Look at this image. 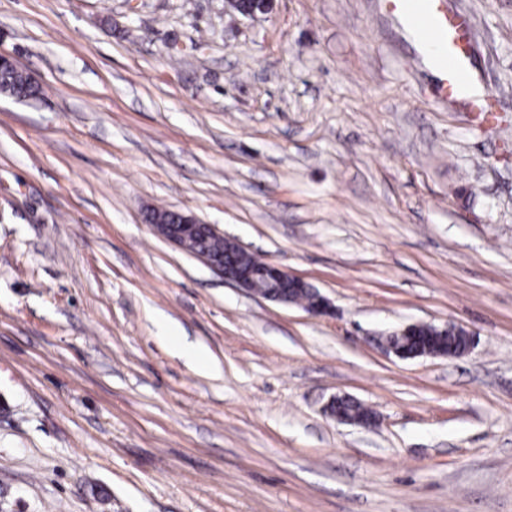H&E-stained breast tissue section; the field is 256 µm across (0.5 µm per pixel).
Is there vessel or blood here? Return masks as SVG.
Returning <instances> with one entry per match:
<instances>
[{"mask_svg": "<svg viewBox=\"0 0 512 512\" xmlns=\"http://www.w3.org/2000/svg\"><path fill=\"white\" fill-rule=\"evenodd\" d=\"M388 3L391 17L397 18L422 48L433 52L439 94L446 99H467L472 84L469 39L475 28L473 17L444 12L438 0Z\"/></svg>", "mask_w": 512, "mask_h": 512, "instance_id": "vessel-or-blood-1", "label": "vessel or blood"}]
</instances>
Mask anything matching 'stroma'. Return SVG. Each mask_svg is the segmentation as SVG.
I'll list each match as a JSON object with an SVG mask.
<instances>
[{"label":"stroma","instance_id":"obj_1","mask_svg":"<svg viewBox=\"0 0 512 512\" xmlns=\"http://www.w3.org/2000/svg\"><path fill=\"white\" fill-rule=\"evenodd\" d=\"M383 2L0 0L42 89L0 94V512H512V0H444L484 126ZM153 207L333 315L224 282ZM449 322L456 359L374 340ZM169 212H171L170 219H156L150 223L154 232L167 242L200 259L211 270L220 275L224 281L231 283L252 296L288 306L295 305V302L288 299V296L280 288L289 291L293 299L298 302L309 298L308 293L302 288H293L291 285H288V288L284 287V284L291 281L296 286L309 288L313 294V300L304 306L308 313L314 316H328L333 313V308L326 298L320 295L307 282L290 274L283 267L272 263L266 264L252 254L248 257V265L251 264L253 267L266 265L259 268H247L237 262L236 259L234 260L236 256L250 254V252L234 239L224 237V234L214 225L204 224L194 215L181 210L156 209L152 211V216L167 217ZM206 236L224 237V239L212 238L210 240H202L199 243L201 249L207 250L214 255H224V257L199 251L195 247L196 240ZM224 240L229 248L228 253L233 258L231 265L228 266L224 264L226 256ZM260 288L265 289L260 290ZM432 327L431 333L432 337L434 339L439 338V336H443L444 334H448L447 337L442 341L448 348H454L455 351L458 353H455L453 351H441L436 348V345L431 342L424 346H422L417 352L407 355L403 353L397 345L393 344L392 341L387 340L385 341V349L387 352L392 353L394 356H396L399 359L405 360V359H414L417 357H423V356H436V357H448V358H454L458 357L466 350V341L462 337V335H459L455 332H461L464 336H466L469 339V348L467 349V352L471 349V346L474 344V336L471 332L463 329L462 327L456 326L452 323H446L443 326H435V325H428ZM452 326H455V332L453 329H450ZM466 353V351H465ZM464 353V354H465Z\"/></svg>","mask_w":512,"mask_h":512}]
</instances>
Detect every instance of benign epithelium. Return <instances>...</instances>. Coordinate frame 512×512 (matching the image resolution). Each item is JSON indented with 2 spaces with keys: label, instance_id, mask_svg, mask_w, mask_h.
I'll use <instances>...</instances> for the list:
<instances>
[{
  "label": "benign epithelium",
  "instance_id": "7a95c632",
  "mask_svg": "<svg viewBox=\"0 0 512 512\" xmlns=\"http://www.w3.org/2000/svg\"><path fill=\"white\" fill-rule=\"evenodd\" d=\"M242 0H225L228 7L240 12L246 17H255L259 14H267L273 9L274 0H257L259 6L251 9H245L241 5ZM154 232L175 245L176 247L192 254L200 259L211 270L220 275L224 281L245 291L246 293L261 297L268 301L292 305L293 301L281 291L284 284L291 282L304 288L309 284L304 280L290 274L283 267L268 263L259 268H247L237 261H232L230 265L224 264V257L214 256L207 252H202L195 247L196 240L206 237H221L223 233L212 224H204L194 215L181 210L171 211V217L156 219L151 223ZM313 300L308 302L305 310L314 316H328L333 313L330 302L320 295L316 290H311ZM415 325L409 324L399 328L389 334V340L385 341V349L399 359H414L423 356H436L454 358L457 353L453 351H441L436 348L434 343H428L422 346L417 352L407 355L403 353L393 341L401 343L407 342L411 338ZM355 401V398L342 395L333 397L326 405L325 412L336 421L345 424L353 423V420L344 417L338 407L344 403Z\"/></svg>",
  "mask_w": 512,
  "mask_h": 512
}]
</instances>
